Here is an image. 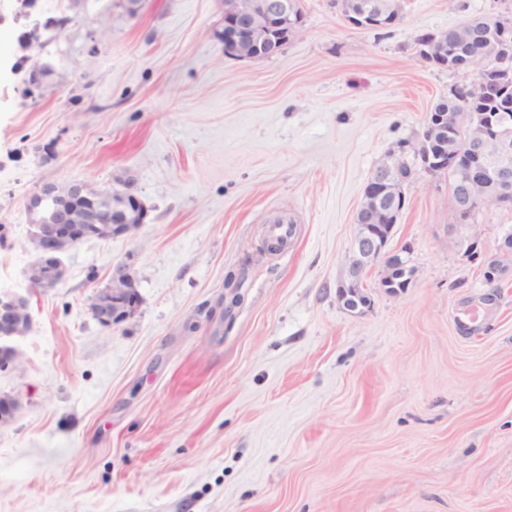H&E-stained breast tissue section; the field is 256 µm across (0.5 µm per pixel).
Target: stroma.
I'll list each match as a JSON object with an SVG mask.
<instances>
[{
	"instance_id": "35a3bbf8",
	"label": "stroma",
	"mask_w": 512,
	"mask_h": 512,
	"mask_svg": "<svg viewBox=\"0 0 512 512\" xmlns=\"http://www.w3.org/2000/svg\"><path fill=\"white\" fill-rule=\"evenodd\" d=\"M300 5L282 53L249 60L224 54L221 0H0V292L32 316L0 369L20 404L0 512H512V265L485 278L512 208L451 223L447 173L414 157L475 77L419 39L512 0H401L379 30ZM397 149L387 249L415 278L391 295L374 267L351 313L336 282ZM47 183L132 189L146 218L36 289L27 203ZM119 264L137 307L108 327L90 300Z\"/></svg>"
}]
</instances>
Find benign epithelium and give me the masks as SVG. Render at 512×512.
I'll use <instances>...</instances> for the list:
<instances>
[{"label": "benign epithelium", "instance_id": "benign-epithelium-1", "mask_svg": "<svg viewBox=\"0 0 512 512\" xmlns=\"http://www.w3.org/2000/svg\"><path fill=\"white\" fill-rule=\"evenodd\" d=\"M224 54L237 59H270L279 55L288 41L299 34L303 20L293 19V0H222ZM448 36L429 33L420 42L421 58L436 62L447 50ZM468 129L466 150L448 160V154L433 149L437 137H450L458 127ZM415 155L428 172L453 167L462 173L450 185V217L454 223L472 216L483 205H494L512 193V129L494 115L470 112L455 119L445 112L429 113L426 129ZM410 169L401 155L389 154L370 178L357 214L352 253L337 282V300L349 312L368 304L365 278L379 261L383 262L380 286L397 295L411 282L413 271L397 254L385 251L400 212L381 210L384 203L405 202L402 186ZM50 197L58 201L51 219L36 225L31 244L38 258L26 274L34 288H54L65 277L60 258L79 241L95 237L110 239L128 234L144 223L146 213L140 199L131 192L100 193L91 196L83 186L73 184L60 193L46 186L31 205L41 207ZM135 279L130 269L118 265L110 283L93 297L90 309L102 324L128 318L136 304ZM31 317L25 298L0 293V367L17 356L16 341L29 330Z\"/></svg>", "mask_w": 512, "mask_h": 512}]
</instances>
